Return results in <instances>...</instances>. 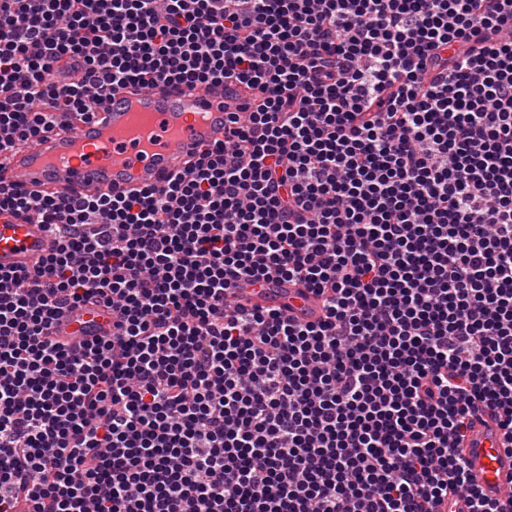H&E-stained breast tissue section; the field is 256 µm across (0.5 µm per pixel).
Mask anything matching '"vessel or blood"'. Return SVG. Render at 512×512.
I'll use <instances>...</instances> for the list:
<instances>
[{"label":"vessel or blood","mask_w":512,"mask_h":512,"mask_svg":"<svg viewBox=\"0 0 512 512\" xmlns=\"http://www.w3.org/2000/svg\"><path fill=\"white\" fill-rule=\"evenodd\" d=\"M244 98L229 82L188 88L159 85L120 88L95 106V116L66 132L14 147L0 166V181L32 193L59 192L79 199L118 194L142 186H165L190 162L224 139V117ZM45 225L0 213V268H28L55 248ZM250 306H289L302 319L319 320L322 301L313 291L275 276L236 290ZM111 310L88 303L64 313L52 336L85 341L112 334ZM458 451L470 482L503 508L512 507V442L495 417L477 415Z\"/></svg>","instance_id":"b4317fda"}]
</instances>
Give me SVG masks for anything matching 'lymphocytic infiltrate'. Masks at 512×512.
<instances>
[{
    "label": "lymphocytic infiltrate",
    "mask_w": 512,
    "mask_h": 512,
    "mask_svg": "<svg viewBox=\"0 0 512 512\" xmlns=\"http://www.w3.org/2000/svg\"><path fill=\"white\" fill-rule=\"evenodd\" d=\"M221 80L164 188L0 183L57 239L0 269V512H501L456 448L512 438V0H0V152ZM274 274L321 321L226 307ZM84 303L117 333L51 339Z\"/></svg>",
    "instance_id": "lymphocytic-infiltrate-1"
}]
</instances>
